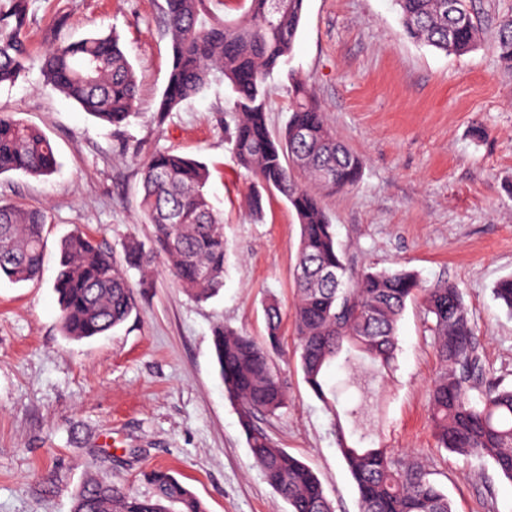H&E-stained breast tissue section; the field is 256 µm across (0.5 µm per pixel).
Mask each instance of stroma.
<instances>
[{"label":"stroma","mask_w":512,"mask_h":512,"mask_svg":"<svg viewBox=\"0 0 512 512\" xmlns=\"http://www.w3.org/2000/svg\"><path fill=\"white\" fill-rule=\"evenodd\" d=\"M479 46L447 55L407 38L396 0H305L287 66L267 81L268 122L290 116V74L305 80L337 135L365 161L359 183L324 200L355 268L416 271L460 288L487 367L512 384V314L493 295L512 274V71L491 49L512 0H470ZM165 0H31L32 56L24 77L0 85V109L39 128L59 168L48 178L0 175V202L49 213L40 279L0 281V512H71L87 474L137 495L141 473L172 472L208 512H288L266 482L224 393L213 335L224 326L263 338V306L282 312L274 362L286 408L259 418L273 441L306 462L335 512H358L356 485L336 447L324 404L298 365L292 311L300 228L287 201L266 195L262 215L247 197L256 180L232 149L234 94L214 81L165 118ZM60 31H53L57 18ZM116 32L140 97L126 125L107 126L46 86L42 54L55 38ZM487 131L484 139L475 127ZM173 151L205 162L209 193L224 212V286L199 302L155 259L150 287L129 278L139 305L121 327L81 342L61 333L53 290L60 242L90 233L122 260L130 238L148 240L138 213L141 165ZM393 373L371 385L383 402L380 433L414 455L454 512H512V481L488 462L437 447L428 389L439 367L419 302L398 322Z\"/></svg>","instance_id":"obj_1"}]
</instances>
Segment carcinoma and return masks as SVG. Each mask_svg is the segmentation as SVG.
Masks as SVG:
<instances>
[{
  "label": "carcinoma",
  "instance_id": "obj_1",
  "mask_svg": "<svg viewBox=\"0 0 512 512\" xmlns=\"http://www.w3.org/2000/svg\"><path fill=\"white\" fill-rule=\"evenodd\" d=\"M404 33L447 55H461L478 40L467 0H396ZM305 0H240L241 19L224 20V0H166L165 31L171 64L157 108L159 120L202 93L220 75L233 93V151L241 167L279 192L300 226L293 322L304 380L332 417L336 445L358 490L359 512H454L448 495L417 459L381 442L365 447L345 431L379 411L363 389L353 407L340 406L343 389L330 386L332 363L351 373L366 363L372 375L393 372L397 324L406 301L420 302L441 362L429 388L437 447L490 462L512 481V386L487 369L477 331L459 289L446 280L424 283L407 270H356L336 244L335 225L321 193L357 184L363 161L336 136L306 83L292 79L290 118L284 135L268 126L267 79L292 54ZM30 0H0V84L15 82L29 59ZM493 51L512 70V17L503 20ZM45 85L109 126L135 114V70L115 33L93 34L50 46L41 66ZM58 160L46 135L0 110V174L35 178L54 174ZM140 215L151 225L149 243L131 240L120 268L92 236L77 230L60 244L54 291L60 328L70 341L102 336L125 323L138 301L128 271L144 272L166 258L191 297L205 301L224 288V225L208 192V167L171 151L153 153L142 166ZM43 209L0 204V279L38 277L44 253ZM494 296L512 315V276L497 281ZM266 335L258 341L229 328L215 330L213 344L224 392L238 407L239 422L255 462L290 512H332L322 483L303 461L276 445L256 424L287 403L272 354L278 350L282 315L264 308ZM143 477L153 495L139 497L92 477L77 491L72 512H208L183 482L165 469Z\"/></svg>",
  "mask_w": 512,
  "mask_h": 512
}]
</instances>
